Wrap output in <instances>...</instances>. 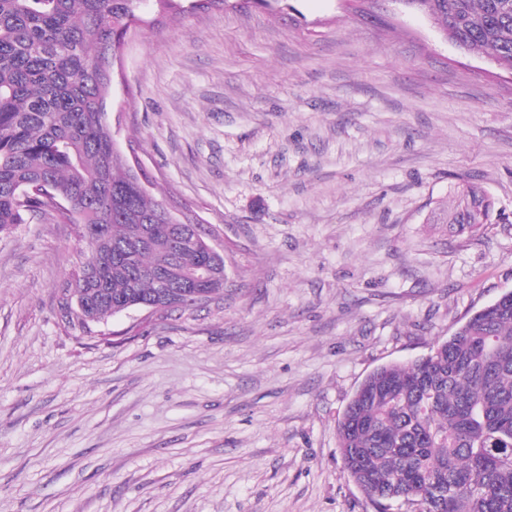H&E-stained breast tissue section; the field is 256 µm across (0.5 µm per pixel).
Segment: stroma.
<instances>
[{
	"mask_svg": "<svg viewBox=\"0 0 512 512\" xmlns=\"http://www.w3.org/2000/svg\"><path fill=\"white\" fill-rule=\"evenodd\" d=\"M126 38L108 117L224 247V291L95 339L59 213L0 235V512H374L336 422L512 290V66L396 0H225ZM490 224H426L461 182Z\"/></svg>",
	"mask_w": 512,
	"mask_h": 512,
	"instance_id": "stroma-1",
	"label": "stroma"
}]
</instances>
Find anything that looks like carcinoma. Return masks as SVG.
Masks as SVG:
<instances>
[{"label":"carcinoma","mask_w":512,"mask_h":512,"mask_svg":"<svg viewBox=\"0 0 512 512\" xmlns=\"http://www.w3.org/2000/svg\"><path fill=\"white\" fill-rule=\"evenodd\" d=\"M148 0H0V234L72 203L87 260L57 291L84 334L129 305L181 303L209 259L179 246L183 220L149 193L108 121L112 66ZM450 41L512 65V0H409ZM463 183L435 224L480 220ZM344 466L387 512H512V292L430 352L366 376L338 419Z\"/></svg>","instance_id":"obj_1"}]
</instances>
